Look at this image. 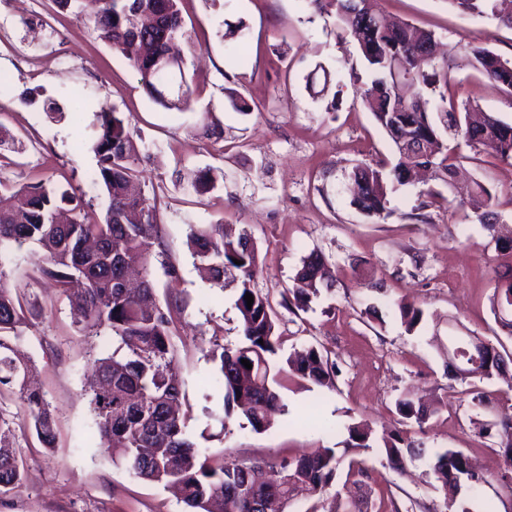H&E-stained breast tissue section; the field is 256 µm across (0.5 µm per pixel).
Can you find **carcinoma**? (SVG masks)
I'll return each mask as SVG.
<instances>
[{
    "label": "carcinoma",
    "mask_w": 512,
    "mask_h": 512,
    "mask_svg": "<svg viewBox=\"0 0 512 512\" xmlns=\"http://www.w3.org/2000/svg\"><path fill=\"white\" fill-rule=\"evenodd\" d=\"M315 9L334 18L336 27L356 38L361 55L374 79L361 91L364 107L387 135L397 163L386 173L356 165L350 175L351 205L367 217L388 214L389 193L409 182L408 167L425 165L441 181L457 174L456 157L447 144V133L465 143L512 164V124L485 113L479 122L471 119L472 104L463 110L448 108V70L426 64L422 50L433 43L432 32L406 21L377 24L376 15L354 13L350 0H309ZM503 0H448L462 14L478 15L512 27V15L502 14ZM181 0H98L87 17L75 12L103 42L119 52L139 78L149 96L166 109L183 111L191 106L192 90L185 70L172 75L157 71V58L190 39L182 17ZM246 35L245 23L224 20V42H237ZM460 63L512 93V61L482 46H465ZM331 73L317 65L307 75V87L316 96L331 85ZM90 147L98 162L92 181L107 199L103 217H98L69 185L48 177L26 184L13 193L14 203L0 210V280L13 272V251L28 242L46 251L39 272L55 284L58 297L69 301L78 331L98 336L108 330L117 346L112 354L93 360L96 381L89 388V407L100 439L112 449V462L133 470L141 478L178 488L185 512H258L257 501H270V512H294L298 497L314 496L335 482L344 462L332 448L262 460L250 464L205 453L188 431L190 416L180 412L184 397L176 375V346L172 337L171 308H162L152 281V259L167 252L156 202L147 198L137 183V149L120 113L103 109L96 113L95 134ZM195 190L210 192L216 179L211 170L188 172ZM473 196L479 203L477 221L489 235L499 228L495 196L481 181L474 182ZM189 245L194 259L216 288H224V275L234 272L239 294L242 340L234 346L215 344L206 352L216 363L215 382L223 396L222 411L208 407L203 414L221 422L222 428L235 415L242 416L257 433L266 431L272 418L285 411L278 389L269 384L271 358L279 350L275 313L269 298L255 289L260 271L258 248L248 230L233 238L224 225L190 226ZM242 261L237 265L234 260ZM298 278L304 288L288 289L284 305L290 311H307L322 287L336 280L335 269L319 253L303 261ZM252 294L247 306L244 295ZM495 322L512 335V268L498 277L490 297ZM406 331H415L424 311L414 304L399 305ZM28 328L27 309L18 288H0V390L8 389L20 404L23 424L33 431L41 446L50 450L57 439L56 420L44 393L24 385L35 364L15 354L12 341ZM247 359L252 369L241 360ZM451 377L491 380L506 373L512 350L499 344L495 359L481 360ZM289 371L315 385L331 386L335 364L317 348L295 349L284 360ZM403 425L424 429L433 410L415 401L411 391L396 400ZM473 424L481 436L496 431L503 448L501 478L512 479V419L494 425ZM16 416L0 411V494L22 482L23 466L15 451ZM346 448L362 455L373 448L371 431L361 422L346 427ZM389 469L401 473L407 463L426 460L428 471L443 489L465 484L469 496L445 500L446 512H472L487 480L476 472L465 454L447 448L425 457L421 448L397 434L384 441ZM348 475H366L365 460L352 459Z\"/></svg>",
    "instance_id": "1"
}]
</instances>
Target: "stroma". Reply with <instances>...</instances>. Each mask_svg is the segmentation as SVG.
Listing matches in <instances>:
<instances>
[{"mask_svg": "<svg viewBox=\"0 0 512 512\" xmlns=\"http://www.w3.org/2000/svg\"><path fill=\"white\" fill-rule=\"evenodd\" d=\"M377 6L434 34L456 103H476L512 124V94L458 61L465 44L512 60V28L463 15L447 0H377ZM182 14L192 29L183 52L197 100L177 111L155 103L121 55L53 0H0V125L16 139L0 148V184L10 188L51 174L103 210L105 197L91 179L97 159L89 141L96 112L116 108L139 150L142 191L160 209L167 253L154 262L153 279L160 304L179 309L173 327L177 367L198 446L243 462L321 448L341 456L351 420L366 421L379 435L394 430L395 402L410 388L442 408L424 429L406 428L408 440L430 454L463 451L487 479L485 503L502 507L512 492L500 481L499 439L479 436L472 421L512 417V390L499 378L475 381L488 398L475 406L446 365L452 336L501 339L512 348L489 310L512 253L498 250L475 217L448 207L458 190L440 180L399 187L384 219L351 206V168L392 159L393 149L361 104L372 74L356 41L338 37L331 18L307 0H185ZM228 19L247 26L245 62L224 48ZM318 63L333 75L329 94L321 97L306 86ZM232 91L251 105L250 114L233 109ZM49 100L61 114L46 112ZM459 151L469 176L492 186L511 229L512 164L488 155L475 164L473 149L463 145ZM205 168L216 187L200 196L185 174ZM428 187L443 202L423 206ZM219 220L247 229L257 241L263 271L256 287L279 306L276 334L284 352L315 346L338 368L331 388L290 378L282 391L287 409L263 433L240 428L235 419L224 428L202 414L203 407L222 402L205 350L240 340L235 282L214 288L187 247L190 225ZM313 252L335 265L336 281L309 311L294 314L280 302ZM42 258L35 243L16 252L7 285L25 287L32 313L19 347L38 366L37 384L54 409L58 439L48 453L32 433L18 434L24 480L17 491L0 496V512H184L173 492L114 465L111 449L100 441L83 385L93 371L89 351L110 353L112 337L81 335L68 304L39 274ZM358 264L372 269V281L353 276ZM169 265L176 276L166 274ZM402 302L425 313L415 332L401 323ZM370 306L376 316H366ZM365 459L368 475L360 491L368 512H412L416 502L441 512L444 494L424 464L399 476L380 449H370Z\"/></svg>", "mask_w": 512, "mask_h": 512, "instance_id": "35a3bbf8", "label": "stroma"}]
</instances>
